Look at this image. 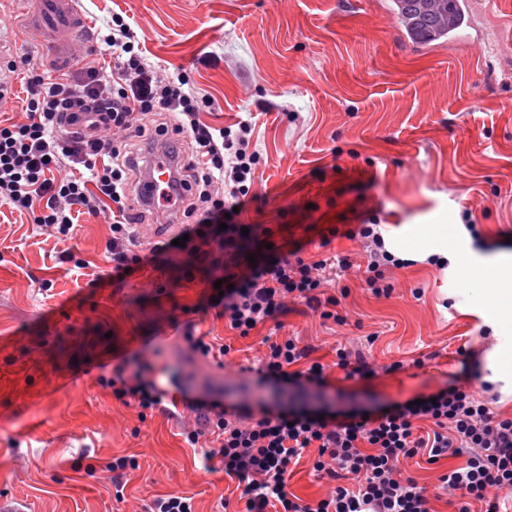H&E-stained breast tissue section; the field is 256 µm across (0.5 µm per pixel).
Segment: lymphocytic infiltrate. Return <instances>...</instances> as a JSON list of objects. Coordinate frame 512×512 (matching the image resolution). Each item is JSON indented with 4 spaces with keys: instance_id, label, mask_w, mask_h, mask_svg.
Returning <instances> with one entry per match:
<instances>
[{
    "instance_id": "f902f5d3",
    "label": "lymphocytic infiltrate",
    "mask_w": 512,
    "mask_h": 512,
    "mask_svg": "<svg viewBox=\"0 0 512 512\" xmlns=\"http://www.w3.org/2000/svg\"><path fill=\"white\" fill-rule=\"evenodd\" d=\"M115 60L106 69L82 61L77 73L48 78L31 72L25 84L24 123L0 124V203L32 215L37 227L64 241L77 215H97L102 200L114 206L105 252L111 269L92 278L90 287L127 282L158 255L183 256L187 273H206L210 286L200 308H216L229 328L246 337L258 325L277 320L289 301H305L321 318H336L339 301L325 289L351 269L346 257L309 260L300 243H275L274 231L261 224L241 229L233 209L244 207L260 160L251 150V127L211 129L201 123L200 100L182 74L159 76L142 56L130 25L113 15L103 37ZM174 134L178 162L171 187L181 197L191 223L184 246L160 241L142 248L134 226L158 217V203L140 199L146 156L160 136ZM360 239L366 253L365 282L375 296H390L386 268L409 267L390 252L377 224L320 232L322 245L336 236ZM267 243L262 261L245 257L255 240ZM226 284L218 291L216 282ZM314 349L297 339L272 342L258 369V381L319 386L325 366ZM100 382L115 399L135 404L140 416L162 409L167 397L152 365L133 354L118 363L104 361ZM191 411L206 414L204 428L187 431L190 446L204 445L207 470L236 477L248 512H433L428 491L406 475L402 460L425 455L429 463L465 456L464 466L441 477L456 491L454 512H501L499 491L512 489V418H502L489 400L453 385L421 404L386 411L320 417L306 409L258 404L225 405L222 398L186 399ZM435 426L417 435L418 422ZM318 456L316 472L334 488L315 502L292 499L288 468L306 449Z\"/></svg>"
}]
</instances>
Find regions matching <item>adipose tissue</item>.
<instances>
[{
  "mask_svg": "<svg viewBox=\"0 0 512 512\" xmlns=\"http://www.w3.org/2000/svg\"><path fill=\"white\" fill-rule=\"evenodd\" d=\"M409 246L418 249H434L436 254L456 264L471 280L483 287L486 301L495 306V318L499 321L512 319V304L501 307V299L512 301V255L502 253L493 262H486L471 251L460 238L454 224H413L406 230Z\"/></svg>",
  "mask_w": 512,
  "mask_h": 512,
  "instance_id": "1",
  "label": "adipose tissue"
}]
</instances>
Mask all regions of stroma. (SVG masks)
I'll use <instances>...</instances> for the list:
<instances>
[{
    "mask_svg": "<svg viewBox=\"0 0 512 512\" xmlns=\"http://www.w3.org/2000/svg\"><path fill=\"white\" fill-rule=\"evenodd\" d=\"M466 35L421 47L405 38L389 0H80L91 31L114 14L130 24L151 65L183 73L208 100L200 118L214 127L249 122L260 154L240 224L284 225L306 257L353 263L332 285L338 325L292 302L279 323L247 337L197 303L204 276L180 267L145 269L121 286L88 287L105 273L111 210L81 215L71 239L36 230L29 215L0 204V503L24 512H143L165 495L191 497L194 512H243L237 483L209 472L183 433L200 426L182 409L139 417L98 381L100 360L141 353L160 383L225 404L278 394L255 382L268 340L292 336L327 364L324 394L306 407L324 415L384 410L449 385L480 389L482 336L492 313L456 268L421 260L405 246L407 224H457L471 211L482 257L512 252V0H470ZM20 0H0V51L22 93L25 59L47 60L36 32H23ZM382 225L387 246L410 267L387 272L394 291L374 296L359 268L361 242L322 245L315 228ZM70 250L85 269L61 262ZM223 338V366L192 354L186 324ZM364 353L377 375L346 378L336 347ZM400 363L397 372L386 365ZM316 449L288 473V491L326 497L313 469ZM132 465L106 471L118 458ZM464 460L402 469L425 486L434 512H450L440 477Z\"/></svg>",
    "mask_w": 512,
    "mask_h": 512,
    "instance_id": "35a3bbf8",
    "label": "stroma"
}]
</instances>
